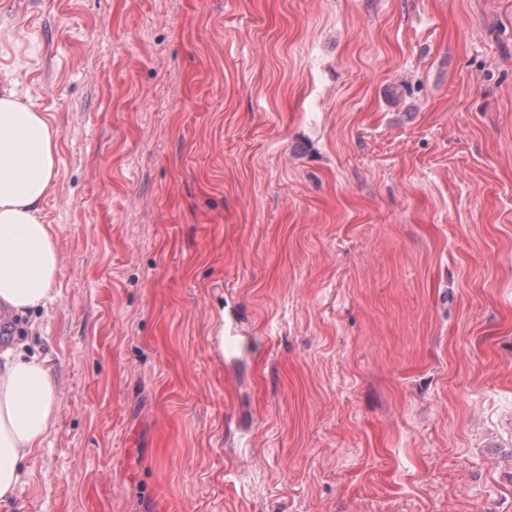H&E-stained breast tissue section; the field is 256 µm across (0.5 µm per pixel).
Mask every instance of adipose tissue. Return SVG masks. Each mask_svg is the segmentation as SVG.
I'll list each match as a JSON object with an SVG mask.
<instances>
[{"mask_svg":"<svg viewBox=\"0 0 512 512\" xmlns=\"http://www.w3.org/2000/svg\"><path fill=\"white\" fill-rule=\"evenodd\" d=\"M58 132L44 114L11 90L0 92V306L14 313L53 300L60 258L45 224ZM49 371L20 348L0 352V502L10 499L22 464L40 448L57 419Z\"/></svg>","mask_w":512,"mask_h":512,"instance_id":"ef3b65f1","label":"adipose tissue"}]
</instances>
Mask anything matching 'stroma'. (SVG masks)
Here are the masks:
<instances>
[{"instance_id":"35a3bbf8","label":"stroma","mask_w":512,"mask_h":512,"mask_svg":"<svg viewBox=\"0 0 512 512\" xmlns=\"http://www.w3.org/2000/svg\"><path fill=\"white\" fill-rule=\"evenodd\" d=\"M7 82L58 416L0 512H512V0H0ZM58 132L12 90L0 92V306L27 314L52 302L60 258L45 224Z\"/></svg>"}]
</instances>
